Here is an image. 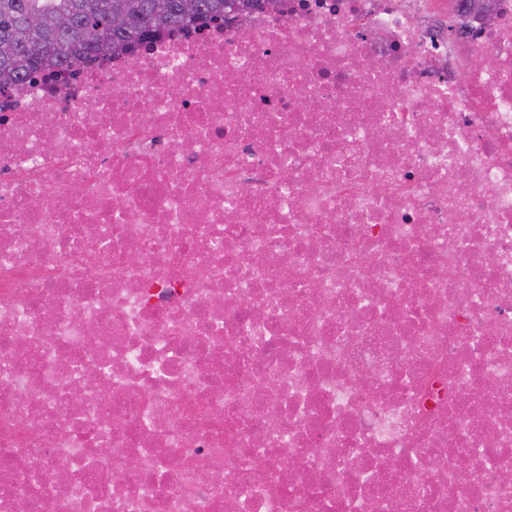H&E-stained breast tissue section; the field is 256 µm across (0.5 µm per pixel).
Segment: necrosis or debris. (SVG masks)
<instances>
[{"label":"necrosis or debris","mask_w":512,"mask_h":512,"mask_svg":"<svg viewBox=\"0 0 512 512\" xmlns=\"http://www.w3.org/2000/svg\"><path fill=\"white\" fill-rule=\"evenodd\" d=\"M486 2L274 0L0 98V512H512Z\"/></svg>","instance_id":"4bbe7bcc"}]
</instances>
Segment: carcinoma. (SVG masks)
I'll use <instances>...</instances> for the list:
<instances>
[{
  "instance_id": "obj_1",
  "label": "carcinoma",
  "mask_w": 512,
  "mask_h": 512,
  "mask_svg": "<svg viewBox=\"0 0 512 512\" xmlns=\"http://www.w3.org/2000/svg\"><path fill=\"white\" fill-rule=\"evenodd\" d=\"M254 0H0V41L16 54L0 59V94L17 82L76 66L98 53L152 41L161 31H183L200 22L223 23Z\"/></svg>"
}]
</instances>
